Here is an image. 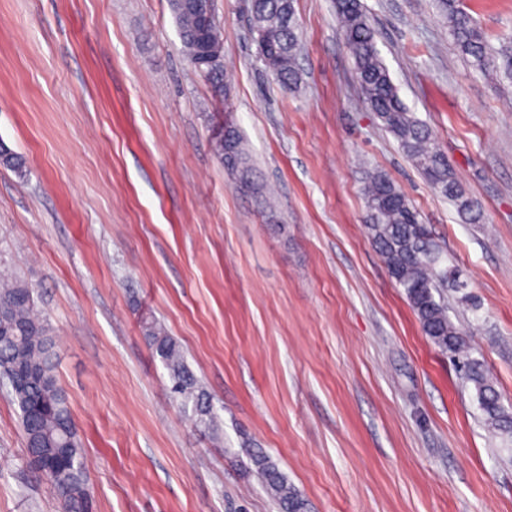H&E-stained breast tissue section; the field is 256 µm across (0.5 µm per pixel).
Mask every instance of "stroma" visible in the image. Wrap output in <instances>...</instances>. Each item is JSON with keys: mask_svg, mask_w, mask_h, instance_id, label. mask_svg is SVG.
Here are the masks:
<instances>
[{"mask_svg": "<svg viewBox=\"0 0 512 512\" xmlns=\"http://www.w3.org/2000/svg\"><path fill=\"white\" fill-rule=\"evenodd\" d=\"M400 98L483 220L466 223L360 102L334 0H295L300 86L214 0L227 95L187 62L168 0H0V272L35 288L94 512H280L245 448L309 512H512V438L423 334L365 229L386 173L462 270L442 294L512 407V83L469 66L435 0H361ZM491 42L512 0H461ZM232 122L279 226L211 141ZM167 328L219 418L172 397L144 319ZM0 384V512H58ZM261 476L264 488L281 512H308V502L261 448H245Z\"/></svg>", "mask_w": 512, "mask_h": 512, "instance_id": "obj_1", "label": "stroma"}]
</instances>
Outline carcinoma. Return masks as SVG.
Masks as SVG:
<instances>
[{"mask_svg":"<svg viewBox=\"0 0 512 512\" xmlns=\"http://www.w3.org/2000/svg\"><path fill=\"white\" fill-rule=\"evenodd\" d=\"M169 7L189 63L205 77L221 80L223 67L210 69L197 63L201 15H215L214 3L169 0ZM335 8L363 103L375 113L381 127L393 136L424 179L452 201L471 223L480 222L479 204L458 185L432 130L399 97L360 0H335ZM440 9L456 47L470 58L471 65L512 82V43L504 40L497 47L492 45L459 0H441ZM250 13L251 31L258 48L282 61L276 80L286 90L297 89L301 83L297 64L300 33L294 0H250ZM213 152L240 186L257 190L236 128L231 126L227 133L214 138ZM364 197L369 238L391 278L403 288L424 335L440 351L451 354L462 364L484 422L495 431L512 436V413L502 404L496 385L481 362L472 357L467 341L448 316V307L435 297L437 288L448 280V268L442 266V251L428 226L421 223L407 195L381 171L366 172ZM142 331L147 345L167 371L170 392L184 412L196 426L217 429L210 396L186 363L178 340L155 320L143 321ZM51 333L34 289L17 278L0 277V374L8 381L20 376L27 378V382L13 390L26 440V463L41 475L54 474L49 484L59 500L60 512H93L83 449L55 376L57 356ZM244 452L281 512H308L307 500L262 449L246 448Z\"/></svg>","mask_w":512,"mask_h":512,"instance_id":"carcinoma-1","label":"carcinoma"}]
</instances>
